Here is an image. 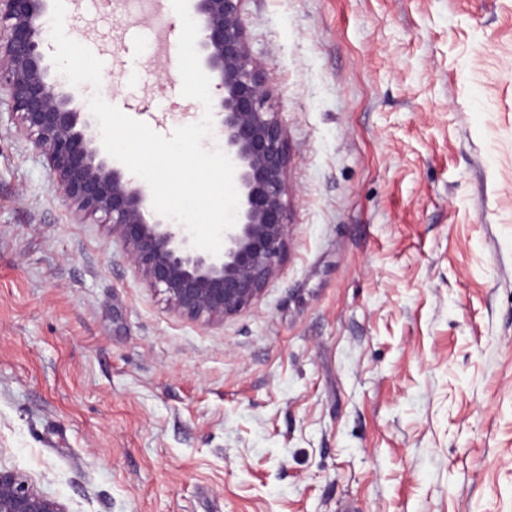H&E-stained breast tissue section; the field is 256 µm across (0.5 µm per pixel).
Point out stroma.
<instances>
[{
  "label": "stroma",
  "mask_w": 512,
  "mask_h": 512,
  "mask_svg": "<svg viewBox=\"0 0 512 512\" xmlns=\"http://www.w3.org/2000/svg\"><path fill=\"white\" fill-rule=\"evenodd\" d=\"M286 250L221 324L75 219L0 96V465L68 512H512V0H245ZM100 93L202 104L136 0H72Z\"/></svg>",
  "instance_id": "35a3bbf8"
}]
</instances>
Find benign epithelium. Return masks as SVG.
<instances>
[{"instance_id":"7a95c632","label":"benign epithelium","mask_w":512,"mask_h":512,"mask_svg":"<svg viewBox=\"0 0 512 512\" xmlns=\"http://www.w3.org/2000/svg\"><path fill=\"white\" fill-rule=\"evenodd\" d=\"M244 0H193L201 63L213 81L212 113L235 165L236 225L212 255L191 245L182 224L152 208L147 190L103 154L80 92L57 82L44 52V19L53 0H0V91L20 132L46 156L74 216H100L121 240L133 273L190 320L222 323L257 301L288 240L283 203L286 134L267 105L268 90L252 59ZM0 512H67L57 498L0 466Z\"/></svg>"}]
</instances>
